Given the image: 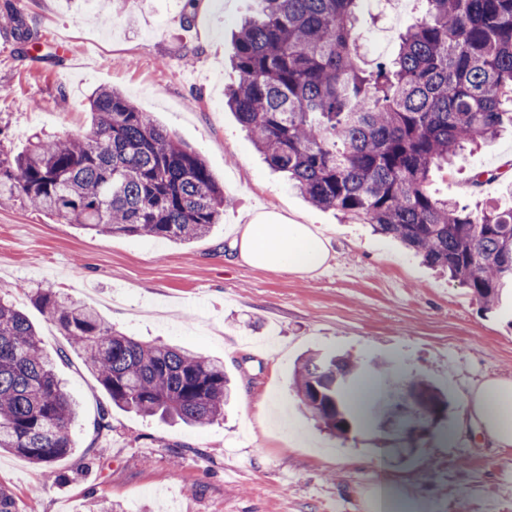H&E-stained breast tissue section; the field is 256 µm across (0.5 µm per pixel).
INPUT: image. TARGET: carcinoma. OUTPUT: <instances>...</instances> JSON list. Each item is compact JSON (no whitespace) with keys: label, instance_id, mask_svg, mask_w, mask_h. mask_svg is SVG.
Listing matches in <instances>:
<instances>
[{"label":"carcinoma","instance_id":"1","mask_svg":"<svg viewBox=\"0 0 512 512\" xmlns=\"http://www.w3.org/2000/svg\"><path fill=\"white\" fill-rule=\"evenodd\" d=\"M235 37L238 82L227 106L257 148L314 206L400 241L467 286L488 310L512 291V209L470 211L429 190V176L465 145L512 126V0H426L387 62L358 65L356 13L372 0H256ZM83 134L34 136L0 150V204L22 200L65 224L188 244L224 213V187L201 155L121 92L88 99ZM35 305L77 350L112 405L208 425L234 399L224 363L138 341L61 292ZM26 314L0 299V450L50 473L74 448L77 411ZM374 393L365 361L313 353L294 371L302 404L347 439L365 415L393 431L447 417L448 397L383 363Z\"/></svg>","mask_w":512,"mask_h":512}]
</instances>
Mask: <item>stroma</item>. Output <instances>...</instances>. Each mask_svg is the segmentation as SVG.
<instances>
[{
	"label": "stroma",
	"instance_id": "stroma-1",
	"mask_svg": "<svg viewBox=\"0 0 512 512\" xmlns=\"http://www.w3.org/2000/svg\"><path fill=\"white\" fill-rule=\"evenodd\" d=\"M14 4L36 45L17 41ZM250 5L205 0L187 22L185 0H0L1 147L16 153L39 132L86 131L89 95L114 87L199 152L227 197L223 223L188 245L101 235L20 201L0 205V297L29 316L48 352L65 351L56 373L81 408L55 476L1 452L0 489L15 512H367L387 483L427 501V512H512V480L501 476L512 447L482 437L467 404L481 383L512 378V322L370 225L311 205L267 164L224 103L238 80L233 34ZM421 13L420 0H396L360 14L363 62L389 60ZM510 156L508 131L433 171L430 187L473 210L512 208V178L496 174ZM479 169L495 177L476 187ZM261 212L323 233L327 265L305 275L239 261L233 232ZM40 288L68 293L137 340L222 360L234 405L201 427L114 407L33 305ZM316 351L378 357L432 381L451 401L447 424L402 463L379 454L397 446L391 433L330 435L293 386L295 364ZM277 407L287 425L277 424ZM104 410L111 426L100 431Z\"/></svg>",
	"mask_w": 512,
	"mask_h": 512
}]
</instances>
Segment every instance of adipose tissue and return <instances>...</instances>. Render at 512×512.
Instances as JSON below:
<instances>
[{"instance_id":"adipose-tissue-1","label":"adipose tissue","mask_w":512,"mask_h":512,"mask_svg":"<svg viewBox=\"0 0 512 512\" xmlns=\"http://www.w3.org/2000/svg\"><path fill=\"white\" fill-rule=\"evenodd\" d=\"M231 248L239 260L273 271L309 274L330 258L327 239L310 225L275 212L254 216L238 228ZM512 400V379H492L469 397L471 418L500 448L512 447V423L502 419V405Z\"/></svg>"}]
</instances>
